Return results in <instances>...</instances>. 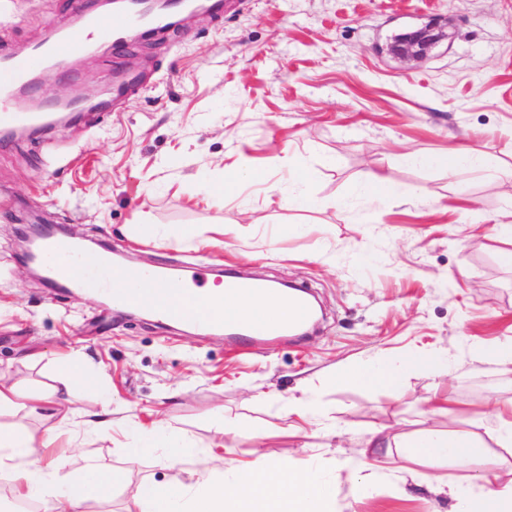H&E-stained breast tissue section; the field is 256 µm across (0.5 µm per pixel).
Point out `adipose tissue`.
Masks as SVG:
<instances>
[{
	"label": "adipose tissue",
	"mask_w": 512,
	"mask_h": 512,
	"mask_svg": "<svg viewBox=\"0 0 512 512\" xmlns=\"http://www.w3.org/2000/svg\"><path fill=\"white\" fill-rule=\"evenodd\" d=\"M445 363L446 354L438 349L408 355L396 364L347 365L340 369L339 376L362 386L382 385L396 390L406 371H439ZM54 441V434L37 436L21 424L0 425V467H10L17 495L50 504V512H84L86 502L109 498L120 474L89 463L73 481H60L59 472L66 466V459H44ZM491 441L512 449V406L496 408L484 436L430 432L406 442L405 453L450 457L465 465L483 456ZM158 448L167 449L173 476L163 483L145 482L135 501L136 512H332L336 504L335 482L263 455L243 466L234 459H225L224 474L231 485L224 491L214 489L215 455L197 454L190 443L161 421L154 423L141 451L146 454ZM190 458L196 460L198 470L195 482L188 484L179 473ZM449 495L454 512H512V485L489 488L471 484L450 490Z\"/></svg>",
	"instance_id": "ef3b65f1"
}]
</instances>
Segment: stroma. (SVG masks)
<instances>
[{
  "label": "stroma",
  "mask_w": 512,
  "mask_h": 512,
  "mask_svg": "<svg viewBox=\"0 0 512 512\" xmlns=\"http://www.w3.org/2000/svg\"><path fill=\"white\" fill-rule=\"evenodd\" d=\"M77 9L0 0V54L20 60L52 32H82ZM429 23L446 37L427 58L388 54L395 35ZM71 62L46 71L44 89L78 96L114 76L140 85L119 111L0 144V380L27 397L61 391V367L76 356L100 387H74L69 417L24 405L0 423L54 430L49 455L70 459L61 480L88 458L123 472L88 512H134L142 483L169 479L163 453L131 455L160 419L202 453L221 441L237 460L260 452L313 468L335 481L337 512H450L449 486L512 482V455L496 447L464 466L400 449L430 429L478 434L494 400L512 399V382L475 353L512 340V266L492 231L512 207V0H234ZM459 148L483 150L484 163L456 173L435 164ZM290 162L310 175L306 189L289 182ZM236 164L261 179L235 181ZM374 173L399 196L370 223L359 191ZM208 186L226 187L223 204ZM35 224L166 274L208 265L290 282L320 315L308 335L239 355L223 333L46 287L15 241ZM439 347L447 373L414 370L396 392L337 376L348 363ZM302 382L325 414L313 438L279 418ZM103 390L111 428L78 438ZM447 398L453 415L429 413ZM376 429L386 447L372 444ZM361 452L380 472L347 475L343 458Z\"/></svg>",
  "instance_id": "35a3bbf8"
}]
</instances>
